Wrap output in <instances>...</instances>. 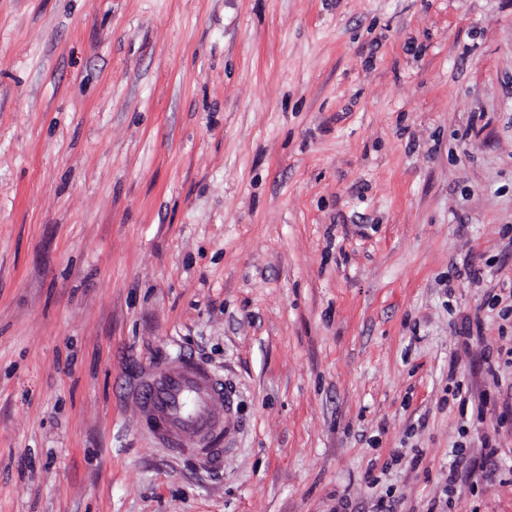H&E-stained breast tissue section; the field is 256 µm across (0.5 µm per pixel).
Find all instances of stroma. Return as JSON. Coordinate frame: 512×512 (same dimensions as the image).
Returning <instances> with one entry per match:
<instances>
[{
  "label": "stroma",
  "mask_w": 512,
  "mask_h": 512,
  "mask_svg": "<svg viewBox=\"0 0 512 512\" xmlns=\"http://www.w3.org/2000/svg\"><path fill=\"white\" fill-rule=\"evenodd\" d=\"M448 499L512 512V0H0V512ZM147 426L154 437L174 453H184L190 443L206 463L219 466L224 462V448L212 445L217 426L211 416L214 402L233 407V395L224 380L205 365L184 360L152 370L141 394Z\"/></svg>",
  "instance_id": "35a3bbf8"
}]
</instances>
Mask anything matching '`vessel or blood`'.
<instances>
[{"label":"vessel or blood","instance_id":"obj_1","mask_svg":"<svg viewBox=\"0 0 512 512\" xmlns=\"http://www.w3.org/2000/svg\"><path fill=\"white\" fill-rule=\"evenodd\" d=\"M217 401L232 409L231 391L205 365L190 360L152 370L141 394L154 437L178 454L186 452L189 444H199L201 455L211 466L224 461L223 448L212 443L217 425L211 406Z\"/></svg>","mask_w":512,"mask_h":512}]
</instances>
